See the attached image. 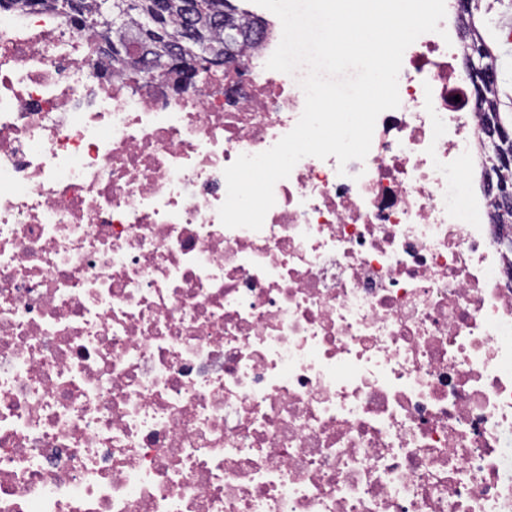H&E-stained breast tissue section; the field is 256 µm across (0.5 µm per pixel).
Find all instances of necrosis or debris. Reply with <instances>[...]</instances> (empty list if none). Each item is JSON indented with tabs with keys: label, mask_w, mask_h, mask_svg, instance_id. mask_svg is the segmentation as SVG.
<instances>
[{
	"label": "necrosis or debris",
	"mask_w": 512,
	"mask_h": 512,
	"mask_svg": "<svg viewBox=\"0 0 512 512\" xmlns=\"http://www.w3.org/2000/svg\"><path fill=\"white\" fill-rule=\"evenodd\" d=\"M460 17L364 160L302 158L261 230L224 169L305 104L281 23L176 92L0 7V512H512V252Z\"/></svg>",
	"instance_id": "necrosis-or-debris-1"
}]
</instances>
